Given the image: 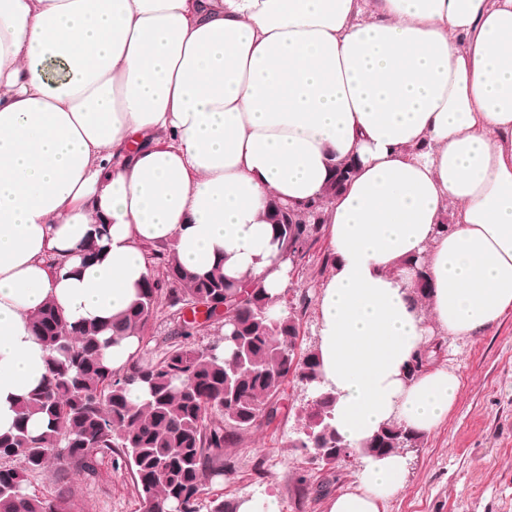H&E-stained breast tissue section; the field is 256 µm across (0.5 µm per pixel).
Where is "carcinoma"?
Instances as JSON below:
<instances>
[{"label":"carcinoma","mask_w":512,"mask_h":512,"mask_svg":"<svg viewBox=\"0 0 512 512\" xmlns=\"http://www.w3.org/2000/svg\"><path fill=\"white\" fill-rule=\"evenodd\" d=\"M323 229L322 223L275 225L283 251L297 242L314 246ZM148 251L166 280L148 279L122 318L72 326L47 308L32 320L51 356L43 386L19 404L14 431L0 435V512H76L70 476L97 475L108 456L130 471L140 512H238L240 501L206 496L214 479L232 473L224 450L277 417L288 378L311 390L320 384L317 350L295 353L299 317L275 312L285 296L269 295L259 281L187 271L167 246ZM164 294L173 307L207 305L217 340L197 343L201 324L183 320V342L157 359L137 356L122 374L112 372L104 364L101 334L140 335ZM225 343L231 350L221 359L217 350ZM139 384L148 386L149 398L136 403L130 392ZM335 403L332 391L320 390L306 416L307 447L329 455L347 447L333 424ZM33 414L48 420L38 438L27 429ZM423 441L393 422L356 454L386 455ZM53 461L57 468L45 492H29L30 480L45 475Z\"/></svg>","instance_id":"carcinoma-1"}]
</instances>
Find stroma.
Instances as JSON below:
<instances>
[{"label": "stroma", "mask_w": 512, "mask_h": 512, "mask_svg": "<svg viewBox=\"0 0 512 512\" xmlns=\"http://www.w3.org/2000/svg\"><path fill=\"white\" fill-rule=\"evenodd\" d=\"M442 363L460 380L453 411L424 445L408 452L403 490L386 512H512V311L476 337H445ZM310 393L288 380L281 416L243 434L227 454L234 474L215 479L210 493L227 500L275 495L281 512H326V500L353 487L362 460L340 481L289 446L303 424ZM329 481L325 494L300 499L299 475ZM80 512H135L127 469L103 461L96 477L71 478Z\"/></svg>", "instance_id": "35a3bbf8"}]
</instances>
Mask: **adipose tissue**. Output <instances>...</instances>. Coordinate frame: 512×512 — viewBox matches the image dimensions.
<instances>
[{
    "label": "adipose tissue",
    "instance_id": "ef3b65f1",
    "mask_svg": "<svg viewBox=\"0 0 512 512\" xmlns=\"http://www.w3.org/2000/svg\"><path fill=\"white\" fill-rule=\"evenodd\" d=\"M316 203L336 430L356 449L393 422L431 434L459 378L408 379L411 358L512 310V0H0V434L44 379L31 318L125 313L149 244L281 295L270 214ZM405 466L365 457L327 512H385Z\"/></svg>",
    "mask_w": 512,
    "mask_h": 512
}]
</instances>
